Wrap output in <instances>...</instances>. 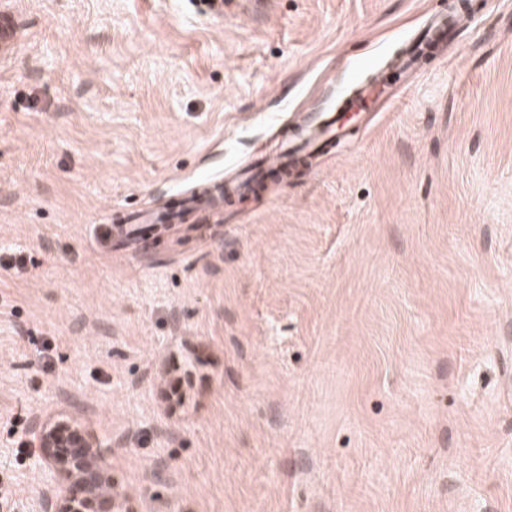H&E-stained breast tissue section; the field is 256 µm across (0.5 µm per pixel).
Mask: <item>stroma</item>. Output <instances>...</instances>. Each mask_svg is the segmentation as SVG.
I'll list each match as a JSON object with an SVG mask.
<instances>
[{
    "label": "stroma",
    "instance_id": "35a3bbf8",
    "mask_svg": "<svg viewBox=\"0 0 512 512\" xmlns=\"http://www.w3.org/2000/svg\"><path fill=\"white\" fill-rule=\"evenodd\" d=\"M446 45L300 173L165 224ZM0 487L34 416L119 512H512V0H0ZM449 32H451V29L448 28V20L445 17L431 18L426 25L425 32L412 49V56L402 60L401 65H407L413 58H419L424 51L430 50L433 45H439L444 37L448 36ZM383 81L384 78H381V80L376 79L370 84H364L361 81L351 82L352 95L350 98V104L355 112H366L367 108H370V103H375L383 97L385 92V84Z\"/></svg>",
    "mask_w": 512,
    "mask_h": 512
}]
</instances>
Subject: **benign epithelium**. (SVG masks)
Here are the masks:
<instances>
[{"label": "benign epithelium", "mask_w": 512, "mask_h": 512, "mask_svg": "<svg viewBox=\"0 0 512 512\" xmlns=\"http://www.w3.org/2000/svg\"><path fill=\"white\" fill-rule=\"evenodd\" d=\"M33 436L54 479L38 500V512H112L101 443L67 421L40 417L33 420Z\"/></svg>", "instance_id": "benign-epithelium-1"}]
</instances>
